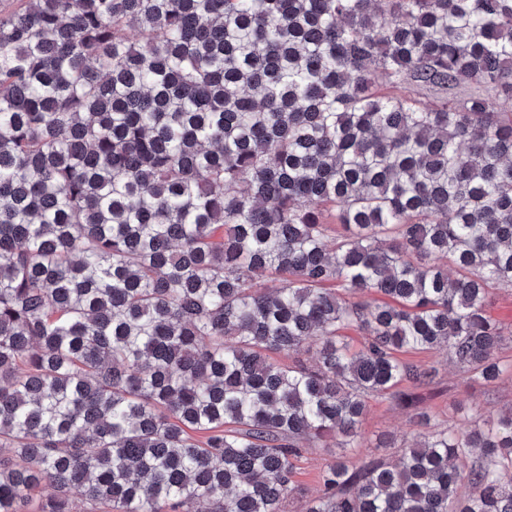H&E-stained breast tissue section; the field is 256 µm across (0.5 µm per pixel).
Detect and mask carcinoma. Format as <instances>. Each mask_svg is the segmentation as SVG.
Listing matches in <instances>:
<instances>
[{
    "instance_id": "obj_1",
    "label": "carcinoma",
    "mask_w": 512,
    "mask_h": 512,
    "mask_svg": "<svg viewBox=\"0 0 512 512\" xmlns=\"http://www.w3.org/2000/svg\"><path fill=\"white\" fill-rule=\"evenodd\" d=\"M19 2L0 512L46 486L38 512H283L305 448L368 447L372 397L416 407L438 369L400 354L497 382L512 0ZM413 425L302 512H512V410Z\"/></svg>"
}]
</instances>
